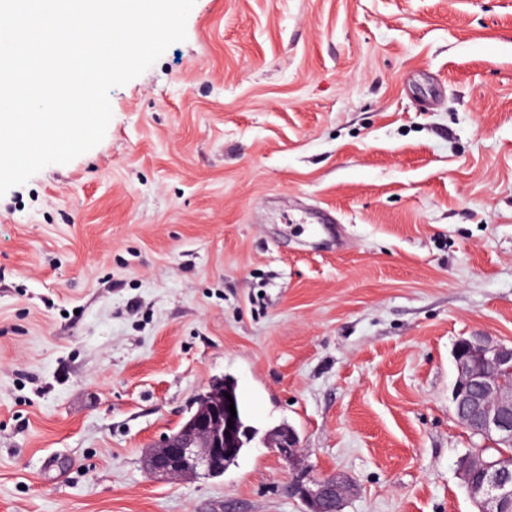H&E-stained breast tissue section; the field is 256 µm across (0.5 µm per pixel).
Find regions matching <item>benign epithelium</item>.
<instances>
[{
  "instance_id": "benign-epithelium-1",
  "label": "benign epithelium",
  "mask_w": 512,
  "mask_h": 512,
  "mask_svg": "<svg viewBox=\"0 0 512 512\" xmlns=\"http://www.w3.org/2000/svg\"><path fill=\"white\" fill-rule=\"evenodd\" d=\"M457 378L452 390L458 422L481 444L458 458L463 485L477 489L478 512H509L512 508V469L484 459L489 446L512 447V344L476 333L454 347ZM221 388L210 384L179 432L152 445L145 466L149 473L171 479L191 475L224 474V457L238 447L239 429L229 424ZM268 447L292 467L300 465L302 445L291 427L278 429ZM288 492L304 502L309 512H342L350 487L332 475L300 472Z\"/></svg>"
}]
</instances>
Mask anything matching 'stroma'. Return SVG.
Segmentation results:
<instances>
[{
  "label": "stroma",
  "instance_id": "1",
  "mask_svg": "<svg viewBox=\"0 0 512 512\" xmlns=\"http://www.w3.org/2000/svg\"><path fill=\"white\" fill-rule=\"evenodd\" d=\"M109 101L0 197V512H307L282 424L343 512H477L453 346L512 343V0H196ZM224 375L258 438L149 474ZM267 445L273 448L277 455L288 463L297 467L302 460V445L298 433L292 427L278 429L268 440Z\"/></svg>",
  "mask_w": 512,
  "mask_h": 512
}]
</instances>
